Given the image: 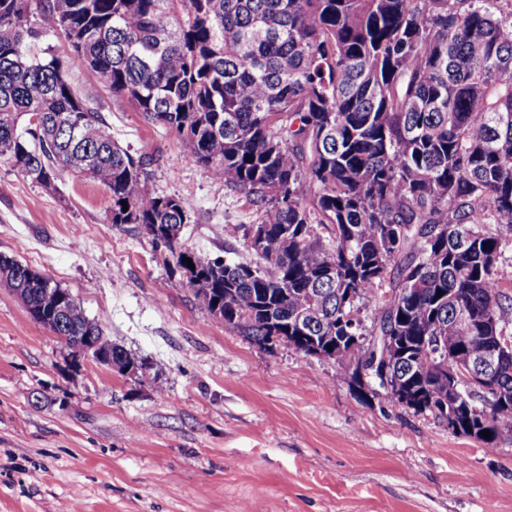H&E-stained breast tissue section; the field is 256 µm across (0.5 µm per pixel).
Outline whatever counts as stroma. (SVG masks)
Listing matches in <instances>:
<instances>
[{
	"label": "stroma",
	"mask_w": 512,
	"mask_h": 512,
	"mask_svg": "<svg viewBox=\"0 0 512 512\" xmlns=\"http://www.w3.org/2000/svg\"><path fill=\"white\" fill-rule=\"evenodd\" d=\"M66 69L150 191L179 197L185 247L248 256L258 221L80 63ZM98 183L46 188L0 160V254L69 291L126 377L74 356L0 288V512H512V443L449 433L431 413L357 398L335 362L267 350L214 320Z\"/></svg>",
	"instance_id": "35a3bbf8"
}]
</instances>
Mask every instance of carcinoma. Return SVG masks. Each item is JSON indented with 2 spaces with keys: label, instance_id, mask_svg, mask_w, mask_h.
Returning a JSON list of instances; mask_svg holds the SVG:
<instances>
[{
  "label": "carcinoma",
  "instance_id": "cac0c4a2",
  "mask_svg": "<svg viewBox=\"0 0 512 512\" xmlns=\"http://www.w3.org/2000/svg\"><path fill=\"white\" fill-rule=\"evenodd\" d=\"M50 32L255 209L256 261L183 245L181 199L146 187L156 158L114 139ZM0 159L44 186L68 170L108 190L112 223L159 226L152 242L177 267L195 259L182 285L224 326L262 345L270 321L313 307L306 335L325 346L398 336L410 397L448 398L458 435L512 442V351L495 390L461 400L426 345L472 365L488 337L512 336V0H0ZM45 287L0 255V288L24 289L44 327ZM58 331L136 361L80 305ZM373 360L343 380L393 403Z\"/></svg>",
  "mask_w": 512,
  "mask_h": 512
}]
</instances>
